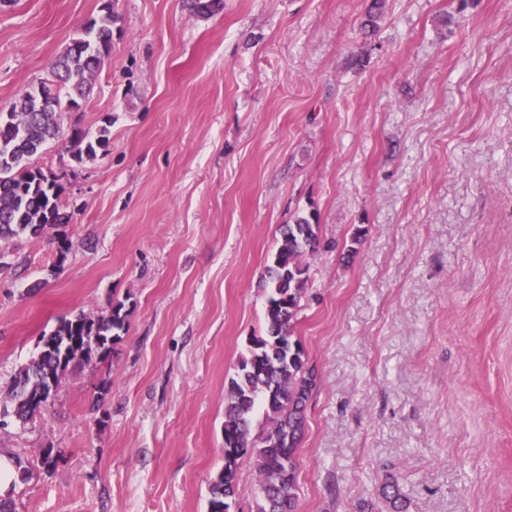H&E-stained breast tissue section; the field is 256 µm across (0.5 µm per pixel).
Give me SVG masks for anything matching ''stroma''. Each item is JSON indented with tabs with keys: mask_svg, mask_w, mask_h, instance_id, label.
<instances>
[{
	"mask_svg": "<svg viewBox=\"0 0 512 512\" xmlns=\"http://www.w3.org/2000/svg\"><path fill=\"white\" fill-rule=\"evenodd\" d=\"M197 2L0 6L3 110L112 14L37 161L69 220L0 241V399L61 318L128 311L103 359L0 429L17 512H207L259 280L312 211L301 512H391L392 480L407 512H512V0H385L373 33L370 0ZM85 138H81L76 144L73 145L71 155L78 161L82 162L83 157L91 158L96 156L97 150H106L109 146L108 130L106 128H100L97 134L87 139L84 143ZM84 143V146L82 144Z\"/></svg>",
	"mask_w": 512,
	"mask_h": 512,
	"instance_id": "stroma-1",
	"label": "stroma"
}]
</instances>
